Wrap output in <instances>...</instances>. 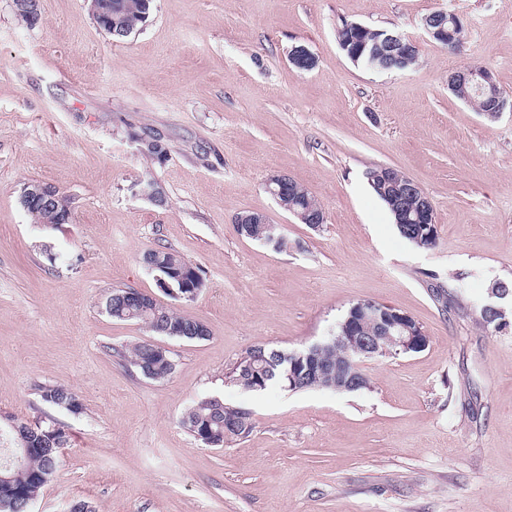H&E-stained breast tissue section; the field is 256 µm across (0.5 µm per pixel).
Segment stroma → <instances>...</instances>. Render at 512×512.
<instances>
[{
    "instance_id": "1",
    "label": "stroma",
    "mask_w": 512,
    "mask_h": 512,
    "mask_svg": "<svg viewBox=\"0 0 512 512\" xmlns=\"http://www.w3.org/2000/svg\"><path fill=\"white\" fill-rule=\"evenodd\" d=\"M39 9L30 27L0 0V447L10 415L69 432L32 512H512V325L479 314L512 282V110L491 119L448 89L480 66L512 100V0H155L120 42L87 0ZM438 10L462 20L460 51L423 30ZM344 21L416 40L417 64L353 63ZM297 45L315 68L290 63ZM378 166L430 198L433 248L400 236L368 182ZM276 174L320 203V228L267 192ZM32 181L60 189L70 223L33 222ZM244 212L289 249L239 235ZM161 247L202 271L195 299L162 298L208 339L106 313L116 288L161 296L142 261ZM359 301L408 314L427 347L369 361L355 392L230 382L250 347L323 341ZM142 341L168 351L167 379L117 359ZM60 384L80 413L42 400ZM205 398L251 411L252 433L195 439L180 420ZM238 224H250L249 236H246L245 234L242 235L257 241H260V237L266 236V231L263 228V224H266V229L270 233V239L277 242L273 249L274 251L278 252L283 249V243L287 241L282 233L281 225L271 224L267 217L261 213L250 212L240 214L236 217V226Z\"/></svg>"
}]
</instances>
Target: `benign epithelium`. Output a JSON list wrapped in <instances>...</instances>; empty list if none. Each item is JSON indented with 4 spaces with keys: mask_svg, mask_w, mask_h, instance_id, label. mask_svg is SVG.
I'll use <instances>...</instances> for the list:
<instances>
[{
    "mask_svg": "<svg viewBox=\"0 0 512 512\" xmlns=\"http://www.w3.org/2000/svg\"><path fill=\"white\" fill-rule=\"evenodd\" d=\"M124 9L118 0H90L92 16L106 20L108 33H115V25L119 21L112 20V12ZM448 12L439 11L426 17L422 25L429 37L444 46L451 44L452 31L448 29ZM390 50L391 57L403 58L413 54L416 43L400 34L388 33L382 40V46L366 48V45L343 46L351 60L370 70L384 71L391 64L382 60L384 52L381 47ZM290 61L293 66L309 71L314 68L316 59L304 46L291 50ZM478 88L496 87L492 74L483 67H469L456 71L448 77V88L458 90L466 85ZM369 180H377L398 192L401 210L404 213L401 224L405 229L416 228L414 238L417 243L433 236L436 232L434 206L429 197L420 193L421 187L411 178L390 167H382ZM267 190L278 201L280 206L294 215L301 223L317 229L325 221L322 213L310 210L296 211L286 200L297 195L295 180L281 174L272 177L267 183ZM63 194L56 187L41 182H30L23 186L20 202L23 208L35 202L42 208L58 213L60 222L70 220L71 214L60 209ZM238 224H264L270 233V239L276 241L274 251L283 249L286 238L281 225L271 224L261 213H243L236 217ZM149 269L156 273L158 288L170 296L193 300L199 294L195 288H182L177 291L159 266L152 263L150 257H144ZM340 330L334 336L321 343H314L305 351L296 353L277 352L279 363L283 365V373L288 380V387H293L303 373H318L330 379L329 387L335 391H358L367 387V376L360 370L364 359L398 356L402 353H416L424 350L428 337L409 315L395 309L383 307L374 302L361 301L353 305L348 315L339 324Z\"/></svg>",
    "mask_w": 512,
    "mask_h": 512,
    "instance_id": "7a95c632",
    "label": "benign epithelium"
}]
</instances>
